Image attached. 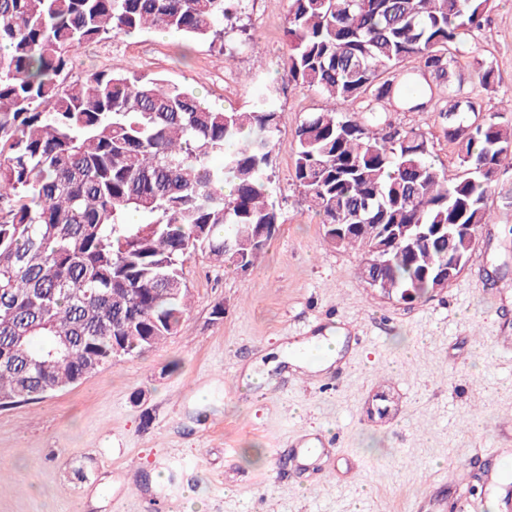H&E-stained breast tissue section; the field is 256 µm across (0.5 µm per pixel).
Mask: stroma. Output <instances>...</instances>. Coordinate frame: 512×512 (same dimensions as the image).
<instances>
[{
  "label": "stroma",
  "instance_id": "35a3bbf8",
  "mask_svg": "<svg viewBox=\"0 0 512 512\" xmlns=\"http://www.w3.org/2000/svg\"><path fill=\"white\" fill-rule=\"evenodd\" d=\"M288 0H245L222 44L162 30L118 35L71 53V73L110 70L161 77L216 108L246 111L269 89L284 120L272 153L270 195L280 224L253 267L238 271L196 253L186 264L192 302L177 332L136 357L106 365L35 403L0 408V512H454L450 467L491 447L512 418V173L488 196L492 224L448 288L407 307L359 272L360 254L324 241L321 218L294 178V131L333 103L289 83ZM493 65L490 86L479 64ZM481 112L512 101V0H495L447 80ZM367 98L341 104L361 121L415 130L448 177L459 171L448 125ZM223 304V317L213 309ZM333 331L350 369L338 380L294 363L302 329ZM261 375V383L250 380ZM390 416L367 409L378 393ZM334 437L364 477L320 483L274 477L275 449L295 431Z\"/></svg>",
  "mask_w": 512,
  "mask_h": 512
}]
</instances>
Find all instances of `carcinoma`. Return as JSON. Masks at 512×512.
Segmentation results:
<instances>
[{"label": "carcinoma", "mask_w": 512, "mask_h": 512, "mask_svg": "<svg viewBox=\"0 0 512 512\" xmlns=\"http://www.w3.org/2000/svg\"><path fill=\"white\" fill-rule=\"evenodd\" d=\"M244 0H0V407L71 387L177 333L197 251L245 271L279 224L269 195L272 98L215 110L176 84L111 71L70 79V51L145 29L212 43ZM493 0H289L288 81L338 105L368 94L433 108L457 147L450 179L422 135L333 108L290 145L294 177L334 248L362 278L413 305L459 275L491 223L488 192L512 167V122L426 79L445 78ZM415 57L423 69L397 76ZM230 192H224L226 185ZM356 224H372L364 235Z\"/></svg>", "instance_id": "obj_1"}]
</instances>
